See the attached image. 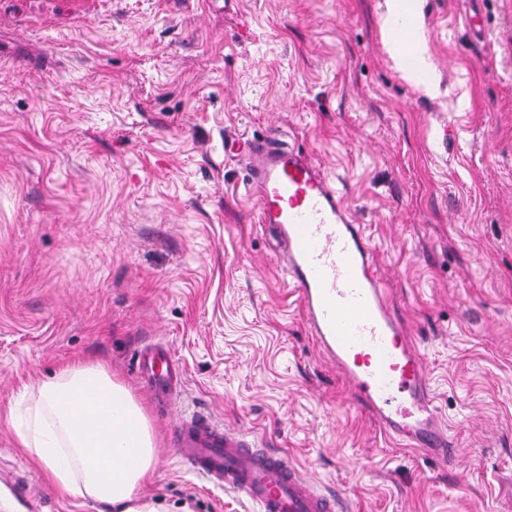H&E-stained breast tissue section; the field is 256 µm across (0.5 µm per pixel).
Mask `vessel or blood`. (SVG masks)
I'll list each match as a JSON object with an SVG mask.
<instances>
[{
	"mask_svg": "<svg viewBox=\"0 0 512 512\" xmlns=\"http://www.w3.org/2000/svg\"><path fill=\"white\" fill-rule=\"evenodd\" d=\"M226 145L245 165L247 189L275 236L309 335L358 405L401 445L457 460L424 356L392 310L376 251L335 183L309 154L279 139L237 137ZM137 367L156 404L177 399L185 375L178 359L149 343L139 349ZM173 445L185 465L252 512H343V498L319 489L287 454L257 449L245 431L221 428L204 412L175 424Z\"/></svg>",
	"mask_w": 512,
	"mask_h": 512,
	"instance_id": "obj_1",
	"label": "vessel or blood"
}]
</instances>
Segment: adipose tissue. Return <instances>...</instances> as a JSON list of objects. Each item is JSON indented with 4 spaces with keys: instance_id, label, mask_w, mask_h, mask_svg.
Here are the masks:
<instances>
[{
    "instance_id": "obj_1",
    "label": "adipose tissue",
    "mask_w": 512,
    "mask_h": 512,
    "mask_svg": "<svg viewBox=\"0 0 512 512\" xmlns=\"http://www.w3.org/2000/svg\"><path fill=\"white\" fill-rule=\"evenodd\" d=\"M389 0L383 25L395 55L420 53L421 30ZM19 444L65 497L115 512H163L142 494L158 459L153 426L132 392L100 362L75 360L28 394Z\"/></svg>"
}]
</instances>
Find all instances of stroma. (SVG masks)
<instances>
[{"instance_id":"1","label":"stroma","mask_w":512,"mask_h":512,"mask_svg":"<svg viewBox=\"0 0 512 512\" xmlns=\"http://www.w3.org/2000/svg\"><path fill=\"white\" fill-rule=\"evenodd\" d=\"M0 0V487L62 497L10 424L24 387L107 365L153 425L148 493L248 512L187 468L137 374L161 340L182 407L288 453L349 512H512V0ZM477 25H469L470 16ZM282 133L342 191L424 355L448 466L387 439L308 335L224 135ZM400 0H390L388 2L387 15L384 18L383 25L391 36V49L397 56L406 52L420 54L423 42V33L421 30L413 27L412 16L408 9H402ZM405 17V22L399 24L401 16Z\"/></svg>"}]
</instances>
